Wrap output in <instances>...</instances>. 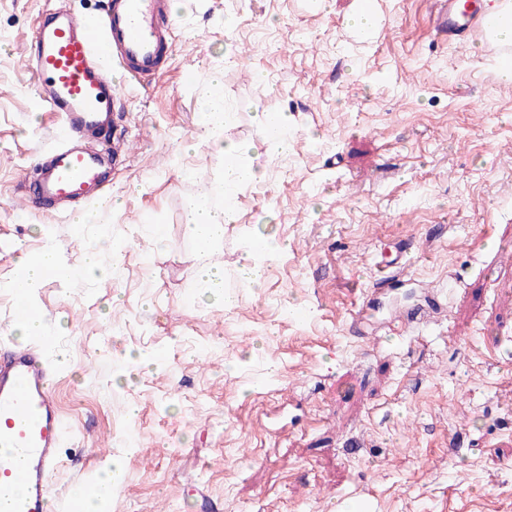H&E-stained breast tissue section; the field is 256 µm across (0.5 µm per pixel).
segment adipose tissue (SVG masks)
Listing matches in <instances>:
<instances>
[{"label": "adipose tissue", "instance_id": "1", "mask_svg": "<svg viewBox=\"0 0 512 512\" xmlns=\"http://www.w3.org/2000/svg\"><path fill=\"white\" fill-rule=\"evenodd\" d=\"M231 119L232 115L227 110L223 96L210 95L206 101L205 122L200 138L223 157L224 171L211 195L191 196L184 202L190 236L208 247L223 240L226 225L235 223L237 193L241 189L260 185L265 180L264 171L249 163V154L255 152L257 146L263 145L278 154L288 155L295 137L296 122L291 113L264 109L253 115V122L260 132L258 144L248 145L217 137V130L224 128ZM218 196L223 197V205L215 204L214 199ZM281 250V244L273 240L262 248L253 243L248 244L236 271L238 280L250 288L260 286L266 276L268 258L279 254ZM18 268V284L25 296L31 299L44 282L45 270H60V257L53 246L47 245L38 251L23 253Z\"/></svg>", "mask_w": 512, "mask_h": 512}]
</instances>
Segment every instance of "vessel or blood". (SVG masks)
<instances>
[{"mask_svg":"<svg viewBox=\"0 0 512 512\" xmlns=\"http://www.w3.org/2000/svg\"><path fill=\"white\" fill-rule=\"evenodd\" d=\"M496 22L483 0H435L439 37L459 46L491 45L497 61L507 63L512 45L499 40ZM172 23L167 0H107L93 15L68 9L44 15L30 40L29 63L40 96L61 121L24 200L35 197L58 211L106 202L107 163L127 151L113 132L112 106L123 91L114 74L155 76ZM50 346L46 338L0 358V490L9 494L0 512H75L73 503H59L50 482L65 432L44 357Z\"/></svg>","mask_w":512,"mask_h":512,"instance_id":"1","label":"vessel or blood"}]
</instances>
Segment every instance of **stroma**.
Here are the masks:
<instances>
[{"instance_id": "stroma-1", "label": "stroma", "mask_w": 512, "mask_h": 512, "mask_svg": "<svg viewBox=\"0 0 512 512\" xmlns=\"http://www.w3.org/2000/svg\"><path fill=\"white\" fill-rule=\"evenodd\" d=\"M58 5L0 0V326L21 252L50 244L74 269L101 232L125 247L37 293L66 423L55 493L113 465L106 512H512V82L489 47L439 40L432 0H379L367 34L346 26L357 0H181L161 74L124 83L134 153L78 237L16 201L60 121L27 61ZM217 69L224 136L255 140L259 109L297 122L288 156L253 155L267 182L211 252L231 310L198 285L182 208L221 174L192 142ZM263 233L289 248L255 291L235 270ZM398 257L405 276L375 287L373 259Z\"/></svg>"}]
</instances>
